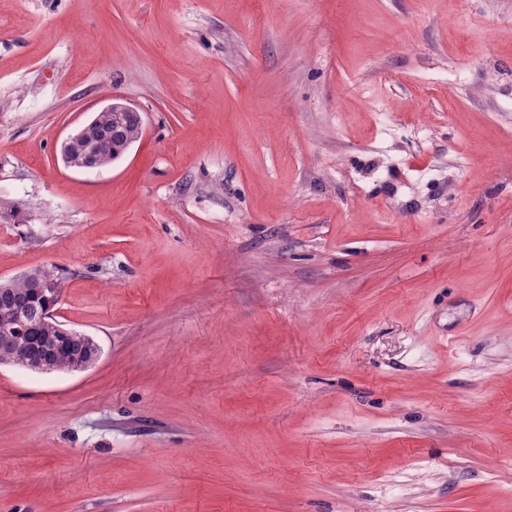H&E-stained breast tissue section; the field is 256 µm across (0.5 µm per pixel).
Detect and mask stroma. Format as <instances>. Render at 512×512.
<instances>
[{
	"label": "stroma",
	"mask_w": 512,
	"mask_h": 512,
	"mask_svg": "<svg viewBox=\"0 0 512 512\" xmlns=\"http://www.w3.org/2000/svg\"><path fill=\"white\" fill-rule=\"evenodd\" d=\"M50 266L100 354L0 365V512H512V0H0ZM113 102L104 108H102L99 112H114L117 115H121L120 112L124 113L125 117L121 121L120 130L121 133L118 135V137L122 140H126L127 143L125 145V151L129 149L131 146L128 142L134 141L138 139L140 135V129L138 125L136 124V121L139 123V125L143 128V116L142 114L134 107L117 102L116 98L112 99ZM115 101V102H114ZM112 113H102L99 116L100 119V127L102 129V132L109 138V147L112 148V140L114 139V131H113V139H112V129L115 126V120L112 119ZM133 115L134 120L132 117L127 115ZM127 116V117H126ZM122 148L117 149V153L114 155L112 154V158L110 160L113 162L117 159H119L125 151H121ZM97 122L95 116L63 142L62 159L68 167L79 170L96 169L102 167L108 159V146L94 138Z\"/></svg>",
	"instance_id": "stroma-1"
}]
</instances>
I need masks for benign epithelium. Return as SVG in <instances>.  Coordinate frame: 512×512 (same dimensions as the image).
<instances>
[{
  "instance_id": "1",
  "label": "benign epithelium",
  "mask_w": 512,
  "mask_h": 512,
  "mask_svg": "<svg viewBox=\"0 0 512 512\" xmlns=\"http://www.w3.org/2000/svg\"><path fill=\"white\" fill-rule=\"evenodd\" d=\"M97 122L98 119H91L63 142L62 159L67 166L87 170L104 165V161L108 159V146L94 138ZM27 279L35 281L40 291L48 295L53 303H58L60 288L56 284L42 280L33 272L27 274ZM13 296L11 283L0 282V298L3 299V303L0 304V365L15 363L12 346L22 342L27 331L38 325L49 328L50 335L45 337L42 348L22 362V366L38 372L55 371L53 355L57 346L75 335L79 336L86 354L76 357L71 370L85 369L98 359L100 350L94 340L53 322L52 307L24 312L22 307L15 303Z\"/></svg>"
}]
</instances>
